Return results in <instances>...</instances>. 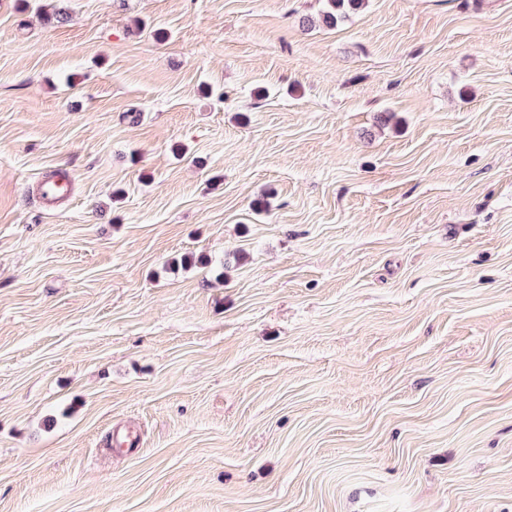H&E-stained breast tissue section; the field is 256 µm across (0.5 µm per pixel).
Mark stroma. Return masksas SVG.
Wrapping results in <instances>:
<instances>
[{
  "label": "stroma",
  "mask_w": 512,
  "mask_h": 512,
  "mask_svg": "<svg viewBox=\"0 0 512 512\" xmlns=\"http://www.w3.org/2000/svg\"><path fill=\"white\" fill-rule=\"evenodd\" d=\"M328 8L0 0V512H512V0ZM329 2L331 9L324 12L322 23L326 26H334L346 17L347 8L356 10L363 5L364 0H329Z\"/></svg>",
  "instance_id": "obj_1"
}]
</instances>
